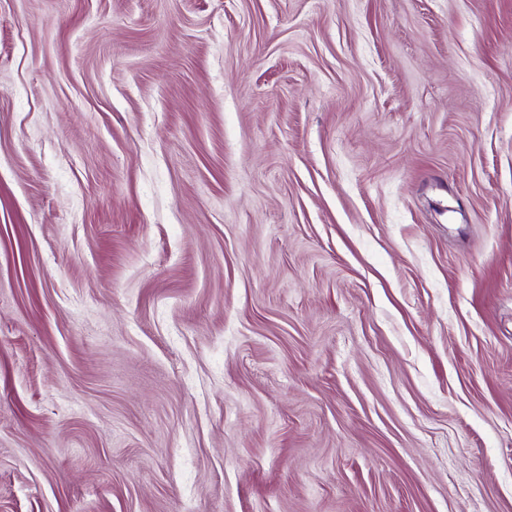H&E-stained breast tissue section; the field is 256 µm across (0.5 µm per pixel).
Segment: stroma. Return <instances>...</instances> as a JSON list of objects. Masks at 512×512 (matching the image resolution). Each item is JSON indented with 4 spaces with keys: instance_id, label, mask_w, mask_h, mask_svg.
<instances>
[{
    "instance_id": "stroma-1",
    "label": "stroma",
    "mask_w": 512,
    "mask_h": 512,
    "mask_svg": "<svg viewBox=\"0 0 512 512\" xmlns=\"http://www.w3.org/2000/svg\"><path fill=\"white\" fill-rule=\"evenodd\" d=\"M512 512V0H0V512Z\"/></svg>"
}]
</instances>
